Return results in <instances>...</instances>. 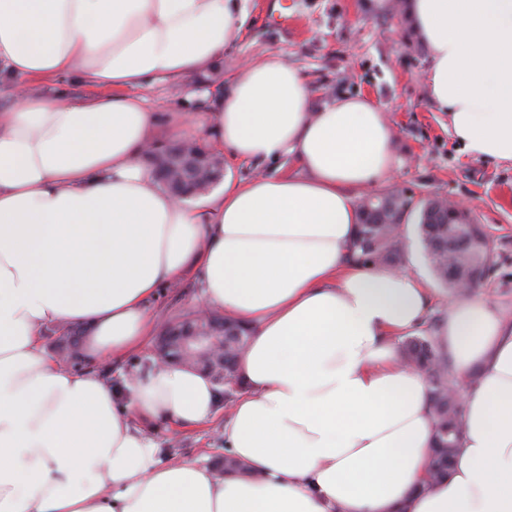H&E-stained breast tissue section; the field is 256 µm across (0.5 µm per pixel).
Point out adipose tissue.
I'll return each mask as SVG.
<instances>
[{
    "mask_svg": "<svg viewBox=\"0 0 512 512\" xmlns=\"http://www.w3.org/2000/svg\"><path fill=\"white\" fill-rule=\"evenodd\" d=\"M244 0H0V512H512V318L458 297L436 331L463 398L449 475L430 479L423 372L398 340L422 328L414 270L348 258L357 189L396 164L368 99L312 110L280 56L246 66L206 132L254 163L301 174L225 182L205 205L174 199L142 162L159 115L135 88L183 80L237 37ZM430 54L433 103L467 154L512 162V0H403ZM77 75L96 92L29 94ZM196 278L203 308L246 323L244 392L224 447L244 475L160 463L132 420L211 423L219 392L157 365L117 396L95 364L147 342L158 288ZM87 327L90 369L50 361L47 325Z\"/></svg>",
    "mask_w": 512,
    "mask_h": 512,
    "instance_id": "adipose-tissue-1",
    "label": "adipose tissue"
}]
</instances>
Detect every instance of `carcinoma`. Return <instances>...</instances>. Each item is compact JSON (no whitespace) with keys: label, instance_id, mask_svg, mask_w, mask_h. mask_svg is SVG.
<instances>
[{"label":"carcinoma","instance_id":"obj_1","mask_svg":"<svg viewBox=\"0 0 512 512\" xmlns=\"http://www.w3.org/2000/svg\"><path fill=\"white\" fill-rule=\"evenodd\" d=\"M452 207L439 196L416 201L392 191L376 196L373 202H362L360 222L351 242V260L362 266L396 267L405 252L403 226L413 216L436 279L448 285L451 270L455 285H479L490 270V256L481 244L486 233L482 225L473 222L448 226V216L454 214ZM229 324L234 334L227 338L224 351V385L226 395L231 397L234 388L242 385L238 360L249 341V331L239 321L231 320ZM400 353L407 365L426 376L434 412L429 472L434 477L446 476L464 429V407L454 388L451 363L448 355L438 350L427 328L405 337Z\"/></svg>","mask_w":512,"mask_h":512}]
</instances>
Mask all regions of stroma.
<instances>
[{"mask_svg": "<svg viewBox=\"0 0 512 512\" xmlns=\"http://www.w3.org/2000/svg\"><path fill=\"white\" fill-rule=\"evenodd\" d=\"M248 19L224 56L204 73L179 81H153L139 88L148 111L162 113L155 129L157 144L174 140L171 126L196 130L211 109L212 97L227 90L243 66L271 54L282 56L304 75L312 109L344 97L361 96L385 112L391 125L397 163L386 181L358 190V199L399 189L408 196L437 195L468 205L475 223L490 242L491 270L474 295L512 316V162L475 158L463 152L448 130V115L429 97L427 49L414 35L398 0H381L365 8L362 0H246ZM406 258L431 293L432 317L441 316L452 290L436 280L416 224L403 228ZM201 290L193 279L160 288L148 312L158 323L197 310ZM154 346L134 356L96 365L102 379L125 392L129 375L146 373ZM142 429L158 443L161 461L181 459L215 472L224 470V428L212 423L183 429L162 421H145Z\"/></svg>", "mask_w": 512, "mask_h": 512, "instance_id": "stroma-1", "label": "stroma"}]
</instances>
